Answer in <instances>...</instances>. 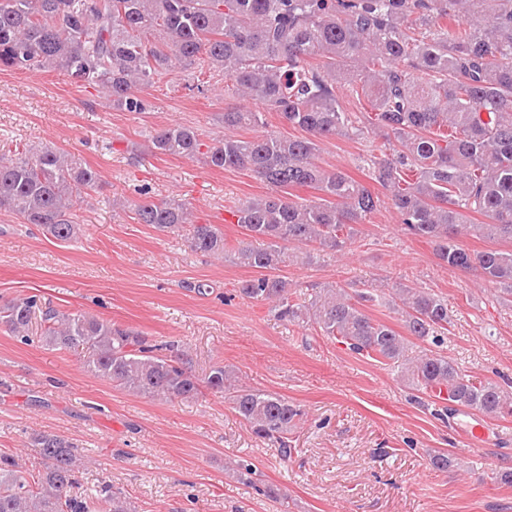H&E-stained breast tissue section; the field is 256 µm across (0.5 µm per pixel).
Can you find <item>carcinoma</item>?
Listing matches in <instances>:
<instances>
[{"label":"carcinoma","mask_w":512,"mask_h":512,"mask_svg":"<svg viewBox=\"0 0 512 512\" xmlns=\"http://www.w3.org/2000/svg\"><path fill=\"white\" fill-rule=\"evenodd\" d=\"M315 56L322 66L309 63ZM193 66L224 75L235 95L258 105L224 111V129L265 127V113L274 112L305 135H226L206 147L189 126L156 130L152 152L246 170L271 192L231 211L249 237L235 246L218 226L191 223L187 204L175 197L135 204L137 222L253 270L238 286L240 296L271 305L278 319L314 324L354 354L404 365L409 385L428 396L437 418L461 409L512 414V392L466 378L443 355L444 297L397 288L403 336L364 312L362 303L378 300L371 292L327 285L303 300L277 274L297 261L289 245L306 247L305 264L313 248L342 252L353 243L354 225L386 206L405 234L433 245L442 267L477 271L512 296V251L471 252L458 241L463 231L512 241V0H0V70H57L113 107L141 113V88ZM341 84L367 99V122L342 109ZM369 128L385 132L390 145V153L367 162L382 197L316 163L323 140L358 138ZM99 181L97 170L73 165L64 153L19 150L15 159L0 158V211L68 242L78 230L74 211ZM298 187L324 198L295 202L288 190ZM473 213L487 222L469 223ZM0 324L25 343L36 325L49 347L89 351L88 372L135 394H222L255 436L278 443L285 458L294 451L288 431L303 419L300 406L232 383L222 365L196 376L173 343L61 311L35 295L0 307ZM418 341L427 348L409 355ZM32 446L41 460L35 475L0 454V512H91V503L69 495L84 464L78 447L46 432ZM256 475L252 464L237 463L238 479L273 495ZM95 504L98 512H133L109 484Z\"/></svg>","instance_id":"obj_1"}]
</instances>
